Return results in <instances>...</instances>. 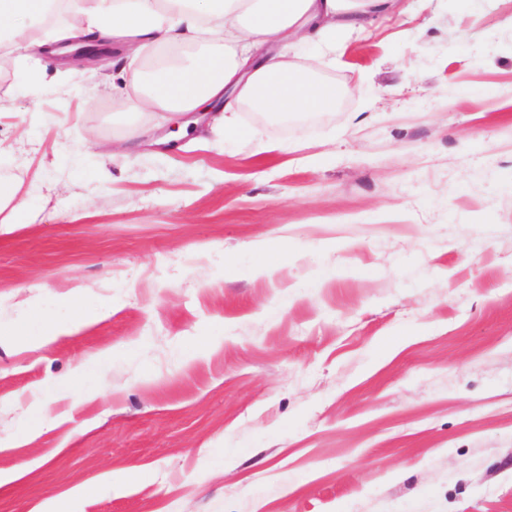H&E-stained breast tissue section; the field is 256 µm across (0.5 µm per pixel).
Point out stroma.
<instances>
[{"label":"stroma","mask_w":512,"mask_h":512,"mask_svg":"<svg viewBox=\"0 0 512 512\" xmlns=\"http://www.w3.org/2000/svg\"><path fill=\"white\" fill-rule=\"evenodd\" d=\"M407 4L229 144L0 50V512H512V0Z\"/></svg>","instance_id":"stroma-1"}]
</instances>
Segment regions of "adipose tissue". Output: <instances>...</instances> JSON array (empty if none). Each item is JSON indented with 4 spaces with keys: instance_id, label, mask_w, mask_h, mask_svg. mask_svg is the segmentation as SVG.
I'll use <instances>...</instances> for the list:
<instances>
[{
    "instance_id": "adipose-tissue-1",
    "label": "adipose tissue",
    "mask_w": 512,
    "mask_h": 512,
    "mask_svg": "<svg viewBox=\"0 0 512 512\" xmlns=\"http://www.w3.org/2000/svg\"><path fill=\"white\" fill-rule=\"evenodd\" d=\"M61 2L0 0V49L28 45L29 30L46 25ZM402 10V0H92L53 39L122 37L131 65L142 42H154L160 52L131 110L184 113L214 103L213 122L231 140L243 133L244 107L283 118L335 108L346 87L318 75L302 47L335 66L350 35Z\"/></svg>"
}]
</instances>
